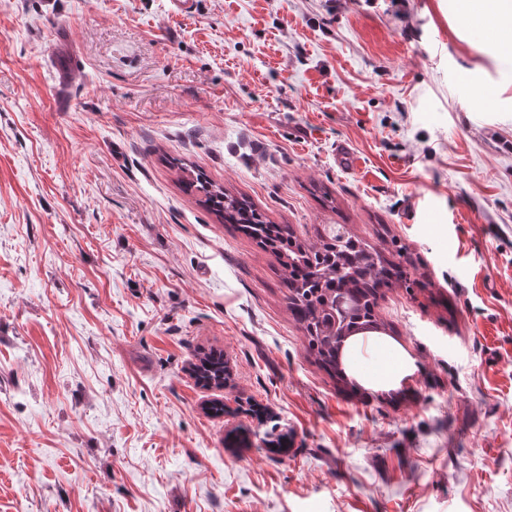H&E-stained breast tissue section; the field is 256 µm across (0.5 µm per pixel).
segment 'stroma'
Listing matches in <instances>:
<instances>
[{
    "label": "stroma",
    "instance_id": "1",
    "mask_svg": "<svg viewBox=\"0 0 512 512\" xmlns=\"http://www.w3.org/2000/svg\"><path fill=\"white\" fill-rule=\"evenodd\" d=\"M175 158L405 246L360 390ZM0 512H512V55L453 0H0ZM193 364V372L198 381L204 386L224 388L229 377V368L224 361V355L212 351L200 352Z\"/></svg>",
    "mask_w": 512,
    "mask_h": 512
}]
</instances>
